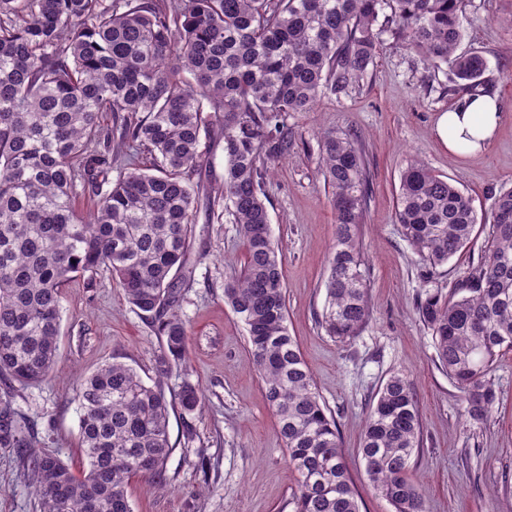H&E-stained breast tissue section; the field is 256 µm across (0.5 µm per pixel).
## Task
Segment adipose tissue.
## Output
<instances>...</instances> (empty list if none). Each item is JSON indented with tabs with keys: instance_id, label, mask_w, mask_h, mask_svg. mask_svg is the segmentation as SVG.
I'll return each mask as SVG.
<instances>
[{
	"instance_id": "ef3b65f1",
	"label": "adipose tissue",
	"mask_w": 512,
	"mask_h": 512,
	"mask_svg": "<svg viewBox=\"0 0 512 512\" xmlns=\"http://www.w3.org/2000/svg\"><path fill=\"white\" fill-rule=\"evenodd\" d=\"M502 119L495 97L483 94L467 97L461 106L441 113L435 130L449 151H484L492 142Z\"/></svg>"
}]
</instances>
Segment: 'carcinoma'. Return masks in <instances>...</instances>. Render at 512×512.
<instances>
[{
    "mask_svg": "<svg viewBox=\"0 0 512 512\" xmlns=\"http://www.w3.org/2000/svg\"><path fill=\"white\" fill-rule=\"evenodd\" d=\"M463 0H0V383L48 379L56 361L62 288L105 270L161 345L153 384L118 361L76 384L86 470L31 448L12 405H0V447L21 460L39 512H133L136 474L165 484L173 446L167 380L183 375V415L202 405L180 314L191 281L186 255L196 225H236L243 265L224 275V302L245 324L252 367L298 475L295 512H360L335 419L286 324L282 258L265 183L288 149L279 117L340 97L374 66L375 30L387 22L431 66H450L472 94L487 61L459 53ZM149 164L116 166L112 139ZM224 142V181L191 176L201 140ZM320 172L331 190L335 235L319 324L340 341L372 314L360 242L370 173L358 135L319 132ZM97 200L77 208L80 189ZM108 189H103V186ZM396 220L428 275L471 241V198L418 159L400 173ZM417 301L438 363L476 423L499 397L493 365L512 350V187L495 197L490 245L457 289ZM421 420L410 378L392 372L377 391L359 453L374 491L394 512H425L409 478Z\"/></svg>",
    "mask_w": 512,
    "mask_h": 512,
    "instance_id": "carcinoma-1",
    "label": "carcinoma"
}]
</instances>
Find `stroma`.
I'll list each match as a JSON object with an SVG mask.
<instances>
[{"instance_id":"stroma-1","label":"stroma","mask_w":512,"mask_h":512,"mask_svg":"<svg viewBox=\"0 0 512 512\" xmlns=\"http://www.w3.org/2000/svg\"><path fill=\"white\" fill-rule=\"evenodd\" d=\"M460 51L487 60V93L497 97L502 121L481 154L451 152L435 133L439 113L457 106L465 90L449 92L448 66L429 65L377 22V63L341 98L321 95L310 112L282 121L291 133L287 151L266 191L279 242L286 287L287 326L336 421L361 512H393L375 494L359 454L371 398L394 371L406 373L419 400L422 433L410 478L421 487L426 512H512V351L499 356L492 376L500 405L476 423L437 361L416 302L426 291L449 292L488 245L493 196L512 185V0H465ZM349 129L361 138L370 169L368 206L360 227L370 265L374 311L368 325L340 343L317 316L326 301L328 251L334 216L319 173L317 134ZM473 200L478 223L463 252L426 278L395 219L399 175L411 159ZM243 259L235 225L213 224L190 253L193 280L181 312L191 335L190 379L203 408L185 418L170 409L173 452L166 482L129 479L133 512H293L297 476L289 466L264 386L249 366L244 324L224 302V272ZM160 338L130 305L108 272L77 279L63 290L61 336L51 376L36 385H0V401L35 422L34 445L58 454L74 473L86 467L79 440L75 381L102 364L131 365L145 382L154 378ZM0 512H36L33 488L12 449L0 448Z\"/></svg>"}]
</instances>
